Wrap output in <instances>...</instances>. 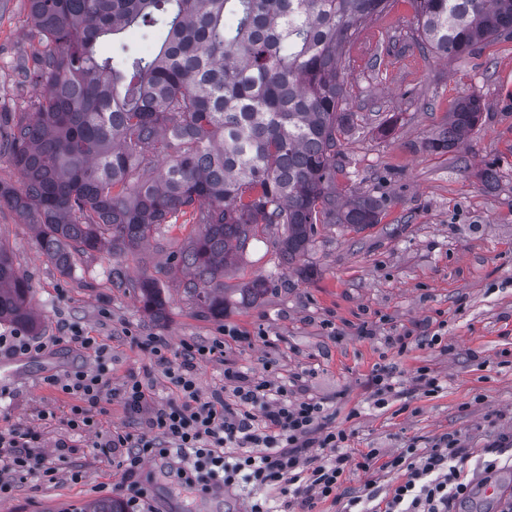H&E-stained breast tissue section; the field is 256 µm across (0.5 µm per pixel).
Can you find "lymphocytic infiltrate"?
<instances>
[{
  "instance_id": "f902f5d3",
  "label": "lymphocytic infiltrate",
  "mask_w": 512,
  "mask_h": 512,
  "mask_svg": "<svg viewBox=\"0 0 512 512\" xmlns=\"http://www.w3.org/2000/svg\"><path fill=\"white\" fill-rule=\"evenodd\" d=\"M72 339L99 361L96 371H74L60 385L78 399L67 425L80 432L97 426L98 415L105 412L101 402L111 393L108 347L80 329L73 330ZM166 347L164 340L155 339L158 363L173 385L165 402H156L151 385L127 381L120 399L129 417L142 420V430L134 435L116 427L102 442L125 477L137 473L145 456L174 454L192 461V468L208 469L225 487H233L243 476L256 485L293 494L308 512L335 494L350 461L343 450L348 435L328 426L321 401H287L284 387L252 381L233 365L224 368L232 391L216 390L201 397L196 370L202 361L223 353V342L208 347L183 344L174 361L165 356ZM33 443L30 435L18 430L1 431L0 473L45 470L47 458L34 451ZM468 456L450 433L431 447H411L386 458L379 449H369L358 469L368 472L380 464L403 472L404 479L385 495L367 483L366 495L349 497L342 512H458L475 495L473 483L461 470Z\"/></svg>"
}]
</instances>
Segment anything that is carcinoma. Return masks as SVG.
<instances>
[{"label":"carcinoma","instance_id":"1","mask_svg":"<svg viewBox=\"0 0 512 512\" xmlns=\"http://www.w3.org/2000/svg\"><path fill=\"white\" fill-rule=\"evenodd\" d=\"M44 50L21 74L40 89L26 112H0V149L23 176L0 182V202L36 230L62 272L96 253L132 254L190 217L198 232L171 251V272L197 309L224 315V269L249 241L275 235L290 265L319 223L362 230L379 204L354 195L336 208L347 52L364 22L396 0H27ZM407 38L423 52L461 59L512 36V0H409ZM139 28L156 44L143 55L117 38ZM112 40V52L97 44ZM481 99L459 98L427 142L457 148L482 119ZM259 275L240 288L255 302ZM31 288L0 246V322L31 330ZM145 310L165 311L164 286L137 282ZM79 512H125L119 499Z\"/></svg>","mask_w":512,"mask_h":512}]
</instances>
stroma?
Masks as SVG:
<instances>
[{
    "mask_svg": "<svg viewBox=\"0 0 512 512\" xmlns=\"http://www.w3.org/2000/svg\"><path fill=\"white\" fill-rule=\"evenodd\" d=\"M412 24L409 0H397L349 50L345 109L356 128L342 140L347 165L337 186L343 195L380 200L377 224L321 229L303 258L312 271L307 278L287 269L272 238L252 242L224 272L222 317L198 312L173 286L157 318L130 285L113 287L115 267L130 284L162 277L168 250L153 244L133 254L101 253L64 273L38 249L28 224L0 205V244L32 285V338L45 345L29 355H0V431L31 430L54 456L51 475H0V512H75L108 498L135 503L138 512H249L259 499L274 512H301L276 488L242 483L218 495L203 473L186 484L166 459H147L125 477L99 446L103 431H140L120 398L105 401L98 428L75 432L66 425L75 398L45 382L95 368L94 355L68 339L75 326L109 346L113 388L135 378L164 399L171 384L151 340L164 339L174 354L186 341L220 339L223 354L197 371L202 396L223 387L224 365L232 362L251 379L286 385L289 400H321L331 426L348 434L351 452L393 454L454 434L474 455L465 475L481 483L475 459L512 436V38L447 61L406 41ZM29 30L27 0H0V105L26 107L38 92L19 75L39 48ZM466 95L484 104L479 125L457 149L429 151L428 139ZM260 274L271 281L268 293L242 299V285ZM228 326L238 337L225 336ZM364 326L370 336H361ZM405 335L438 342L403 353L389 346V338ZM378 364L391 369L398 389L381 408L370 385ZM422 366L436 376L435 392L415 390ZM60 439L73 446L61 458L54 454Z\"/></svg>",
    "mask_w": 512,
    "mask_h": 512,
    "instance_id": "stroma-1",
    "label": "stroma"
}]
</instances>
